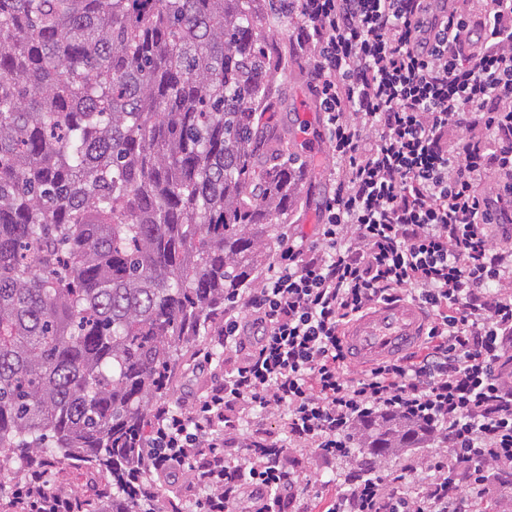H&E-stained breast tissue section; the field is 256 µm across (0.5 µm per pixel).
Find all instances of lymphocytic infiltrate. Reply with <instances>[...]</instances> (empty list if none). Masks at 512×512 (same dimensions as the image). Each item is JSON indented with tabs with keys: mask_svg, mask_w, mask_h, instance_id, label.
Wrapping results in <instances>:
<instances>
[{
	"mask_svg": "<svg viewBox=\"0 0 512 512\" xmlns=\"http://www.w3.org/2000/svg\"><path fill=\"white\" fill-rule=\"evenodd\" d=\"M314 81L336 188L315 239L282 238L224 302L213 342L235 360L192 411L163 403L141 455L140 512H186L159 477L188 470L203 512H473L512 483V0H288ZM417 302L410 353L360 369L346 326ZM280 440L246 441L259 416ZM431 428L401 469L351 449L365 420ZM239 444L238 457L224 455ZM343 461V486L303 502ZM25 512H83L27 479Z\"/></svg>",
	"mask_w": 512,
	"mask_h": 512,
	"instance_id": "f902f5d3",
	"label": "lymphocytic infiltrate"
}]
</instances>
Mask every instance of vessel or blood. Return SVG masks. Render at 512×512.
<instances>
[{"instance_id": "1", "label": "vessel or blood", "mask_w": 512, "mask_h": 512, "mask_svg": "<svg viewBox=\"0 0 512 512\" xmlns=\"http://www.w3.org/2000/svg\"><path fill=\"white\" fill-rule=\"evenodd\" d=\"M425 332V317L408 301L385 304L354 321L343 343L354 361L371 364L412 349Z\"/></svg>"}]
</instances>
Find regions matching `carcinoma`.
I'll use <instances>...</instances> for the list:
<instances>
[{
	"mask_svg": "<svg viewBox=\"0 0 512 512\" xmlns=\"http://www.w3.org/2000/svg\"><path fill=\"white\" fill-rule=\"evenodd\" d=\"M285 0H0V456L133 512L154 400L297 202L265 110ZM418 425L354 436L382 462Z\"/></svg>",
	"mask_w": 512,
	"mask_h": 512,
	"instance_id": "1",
	"label": "carcinoma"
}]
</instances>
